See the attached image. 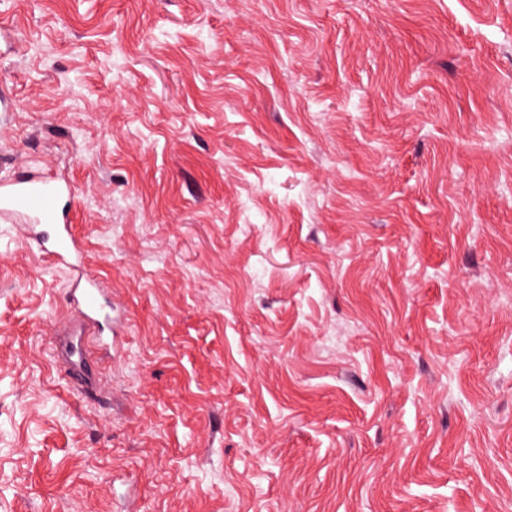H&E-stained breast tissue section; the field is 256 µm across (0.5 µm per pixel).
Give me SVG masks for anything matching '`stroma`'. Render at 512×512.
Wrapping results in <instances>:
<instances>
[{"label":"stroma","instance_id":"35a3bbf8","mask_svg":"<svg viewBox=\"0 0 512 512\" xmlns=\"http://www.w3.org/2000/svg\"><path fill=\"white\" fill-rule=\"evenodd\" d=\"M0 512H512V0H0ZM68 182L46 174L30 173L0 179V219L19 218L28 226L25 245L35 248L72 274L70 303L78 313L80 333L92 330L95 338L112 348V299L84 266V244L78 237L63 200L71 195Z\"/></svg>","mask_w":512,"mask_h":512}]
</instances>
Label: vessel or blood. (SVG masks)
<instances>
[{
    "instance_id": "obj_1",
    "label": "vessel or blood",
    "mask_w": 512,
    "mask_h": 512,
    "mask_svg": "<svg viewBox=\"0 0 512 512\" xmlns=\"http://www.w3.org/2000/svg\"><path fill=\"white\" fill-rule=\"evenodd\" d=\"M70 194L68 182L46 174L0 179V219H22L28 226L27 245L70 270L69 297L79 315V329L91 330L98 341L108 344L112 341V300L84 266L83 241L63 205Z\"/></svg>"
}]
</instances>
